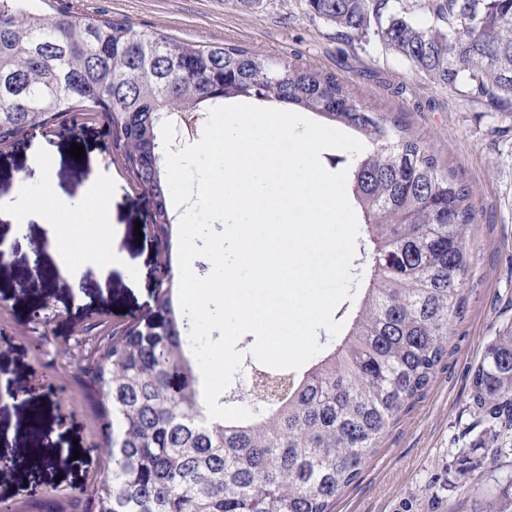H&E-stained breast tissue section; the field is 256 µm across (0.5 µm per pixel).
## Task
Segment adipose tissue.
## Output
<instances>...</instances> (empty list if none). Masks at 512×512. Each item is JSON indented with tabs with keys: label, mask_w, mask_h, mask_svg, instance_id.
I'll return each instance as SVG.
<instances>
[{
	"label": "adipose tissue",
	"mask_w": 512,
	"mask_h": 512,
	"mask_svg": "<svg viewBox=\"0 0 512 512\" xmlns=\"http://www.w3.org/2000/svg\"><path fill=\"white\" fill-rule=\"evenodd\" d=\"M41 179L42 201L34 203L25 187L17 190L5 201L0 202V219L15 224L36 220L48 229V252L53 259L52 268L61 274L77 277L75 259L98 270L102 276H109L114 266L121 263L123 256L117 247L103 241L98 233L99 225L108 223L112 214L106 203L111 196L109 184L93 182L71 206L72 221L68 226L56 222L58 189L53 168L47 158H40L36 169ZM97 215V223L87 222V215Z\"/></svg>",
	"instance_id": "1"
}]
</instances>
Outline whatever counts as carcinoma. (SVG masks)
I'll return each instance as SVG.
<instances>
[{
	"label": "carcinoma",
	"instance_id": "obj_1",
	"mask_svg": "<svg viewBox=\"0 0 512 512\" xmlns=\"http://www.w3.org/2000/svg\"><path fill=\"white\" fill-rule=\"evenodd\" d=\"M0 0V148L74 112H101L115 160L155 207L153 234L172 264L169 185L159 128L229 99L279 103L362 134L352 201L370 269L343 333L296 377L261 370L242 421L206 414L174 275L154 308L78 330L76 364L96 416L99 463L89 490L43 494L49 512H332L380 439L420 398L448 354L470 254L462 236L477 203L402 122L367 109L332 74L234 44H187L73 8L42 13ZM310 15L350 39L374 32L412 69L471 98L512 102V0H425L444 26H421L389 0H306ZM487 452L512 451V322L472 373Z\"/></svg>",
	"mask_w": 512,
	"mask_h": 512
}]
</instances>
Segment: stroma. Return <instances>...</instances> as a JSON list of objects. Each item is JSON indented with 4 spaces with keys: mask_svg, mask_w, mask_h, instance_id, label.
Segmentation results:
<instances>
[{
    "mask_svg": "<svg viewBox=\"0 0 512 512\" xmlns=\"http://www.w3.org/2000/svg\"><path fill=\"white\" fill-rule=\"evenodd\" d=\"M65 5L139 30L196 44L228 42L336 75L367 107L401 117L440 166L455 171L479 210L465 228L471 267L463 313L448 330V362L381 439L358 481L337 496L333 512H492L498 499L512 495L507 482L512 455L493 459L476 446L483 427L472 407L470 383L497 328L512 321V112L493 111L434 84L375 37L340 38L334 27L309 17L305 0H259L251 10L237 7L235 0H35L46 12ZM75 143L83 145L84 157L70 156ZM44 144L56 163L62 195L75 199L92 181L110 183L112 223L99 233L131 265L113 271L104 283L95 268L83 266L79 284L54 274L46 287H29L21 276L29 253L13 244L17 229L0 220V243L11 247L0 268V382L28 388L26 398L14 401L0 390V449L16 459L14 470L0 472V502L11 505L30 500L36 488L80 494L97 471V457L89 452L97 442L94 415L77 376L61 359L76 338L75 326L99 317L117 324L154 306L157 247L149 201L112 160L100 118L79 114ZM33 146L27 139L0 149V200L23 178L33 200H40ZM38 307L48 330L36 350ZM33 412L46 434L44 454L70 458V465L29 463Z\"/></svg>",
    "mask_w": 512,
    "mask_h": 512,
    "instance_id": "obj_1",
    "label": "stroma"
}]
</instances>
